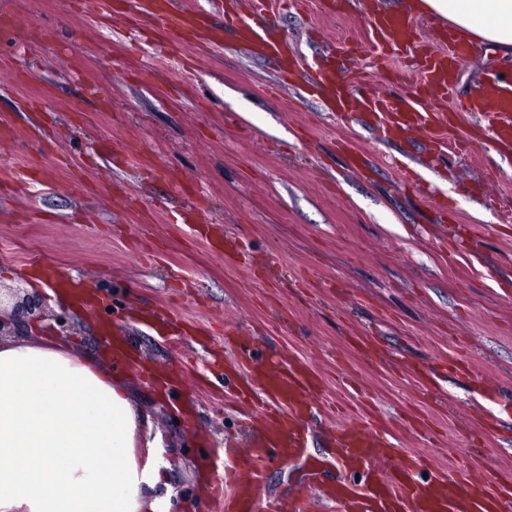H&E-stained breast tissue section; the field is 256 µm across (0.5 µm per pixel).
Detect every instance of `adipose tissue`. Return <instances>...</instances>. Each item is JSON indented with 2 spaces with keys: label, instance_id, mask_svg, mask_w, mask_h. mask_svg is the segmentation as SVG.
Instances as JSON below:
<instances>
[{
  "label": "adipose tissue",
  "instance_id": "obj_1",
  "mask_svg": "<svg viewBox=\"0 0 512 512\" xmlns=\"http://www.w3.org/2000/svg\"><path fill=\"white\" fill-rule=\"evenodd\" d=\"M414 10L512 58V0ZM173 449L106 361L39 325L0 338V512H170Z\"/></svg>",
  "mask_w": 512,
  "mask_h": 512
}]
</instances>
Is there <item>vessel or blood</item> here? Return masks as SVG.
Instances as JSON below:
<instances>
[{"mask_svg": "<svg viewBox=\"0 0 512 512\" xmlns=\"http://www.w3.org/2000/svg\"><path fill=\"white\" fill-rule=\"evenodd\" d=\"M370 26L376 41L392 49L412 41L414 30L406 16L382 14L371 18ZM234 27L239 40L255 54L276 59L284 75H294V63L286 48L271 40L254 19H237ZM438 41L442 51L413 62L421 76L422 95L431 102L447 95L452 70L466 62L471 52L469 41L460 34L444 31ZM304 82L306 90L324 95L326 106L333 111L388 114V121L381 125L386 137L434 124L429 114L415 111L390 117L387 102L354 91L341 78L335 63L324 58L314 60ZM469 107L488 118L498 144L512 145V77L488 80L476 89ZM242 386L258 393L261 409L272 425L249 455L225 470L231 488L216 497L215 512H257L265 462L288 460L305 448L303 416L320 379L304 361L291 360L275 368L257 361ZM336 444V458L344 473L331 482L329 495L340 512H512V502L503 493L469 483L462 471L422 479L425 458L403 453L381 440L373 429L341 431Z\"/></svg>", "mask_w": 512, "mask_h": 512, "instance_id": "b4317fda", "label": "vessel or blood"}]
</instances>
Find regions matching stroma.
Returning a JSON list of instances; mask_svg holds the SVG:
<instances>
[{
    "instance_id": "35a3bbf8",
    "label": "stroma",
    "mask_w": 512,
    "mask_h": 512,
    "mask_svg": "<svg viewBox=\"0 0 512 512\" xmlns=\"http://www.w3.org/2000/svg\"><path fill=\"white\" fill-rule=\"evenodd\" d=\"M0 0V288L56 265L105 306L44 294L42 326L66 320L81 354L129 356L156 373L127 380L173 445L172 482L221 479L224 451L261 426L227 402L224 361L302 358L321 385L306 459L266 469L265 512H288L307 462L338 471L328 433L374 427L448 471L468 461L499 488L512 475V155L465 112L500 67L482 47L446 99L424 102L402 54L378 45L375 11L419 39L442 25L412 0H274L271 34L303 59L346 46L357 89L447 115L435 131L379 139L367 116L326 111L279 85L272 61L233 30L223 47L159 46L153 17L126 0ZM363 155L352 171L346 150ZM419 167L422 188L403 185ZM470 225L456 239L454 226ZM456 357L435 398L412 370Z\"/></svg>"
}]
</instances>
